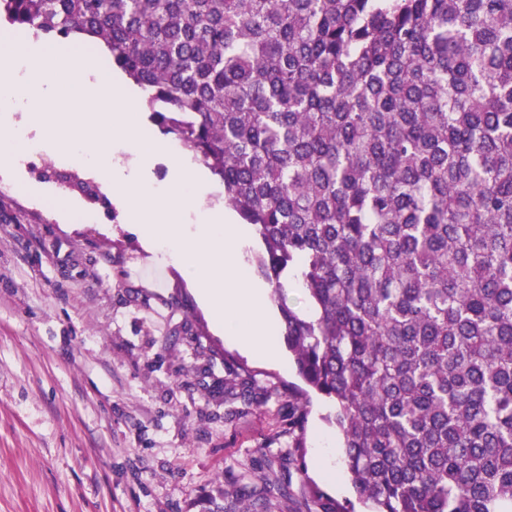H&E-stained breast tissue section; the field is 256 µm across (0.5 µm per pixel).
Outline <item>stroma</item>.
<instances>
[{
  "label": "stroma",
  "mask_w": 512,
  "mask_h": 512,
  "mask_svg": "<svg viewBox=\"0 0 512 512\" xmlns=\"http://www.w3.org/2000/svg\"><path fill=\"white\" fill-rule=\"evenodd\" d=\"M85 178L72 153L47 150L0 182L23 216L0 220V512H199L207 495L271 484L287 491L272 512H362L332 403L309 394L296 448L288 350L272 363L219 336L165 254L72 189ZM60 194L91 219H60ZM228 363L267 401L225 404Z\"/></svg>",
  "instance_id": "obj_1"
}]
</instances>
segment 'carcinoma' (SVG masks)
<instances>
[{
  "mask_svg": "<svg viewBox=\"0 0 512 512\" xmlns=\"http://www.w3.org/2000/svg\"><path fill=\"white\" fill-rule=\"evenodd\" d=\"M0 21L95 45L254 226L359 500L512 512V0H0Z\"/></svg>",
  "mask_w": 512,
  "mask_h": 512,
  "instance_id": "1",
  "label": "carcinoma"
}]
</instances>
